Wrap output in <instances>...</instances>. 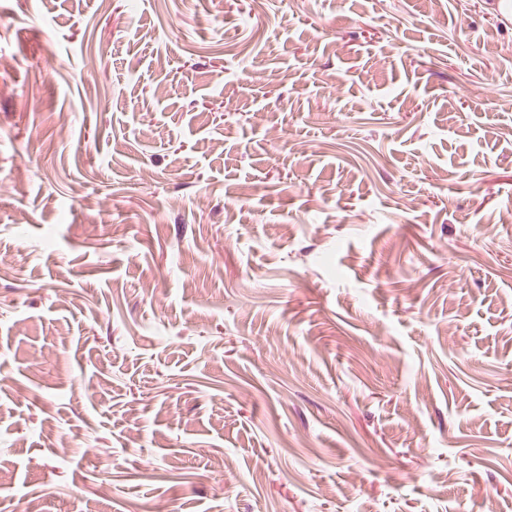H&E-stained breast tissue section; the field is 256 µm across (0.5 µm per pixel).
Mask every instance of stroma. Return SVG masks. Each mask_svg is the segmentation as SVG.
Returning a JSON list of instances; mask_svg holds the SVG:
<instances>
[{"label": "stroma", "instance_id": "obj_1", "mask_svg": "<svg viewBox=\"0 0 512 512\" xmlns=\"http://www.w3.org/2000/svg\"><path fill=\"white\" fill-rule=\"evenodd\" d=\"M498 3L0 0V512H512Z\"/></svg>", "mask_w": 512, "mask_h": 512}]
</instances>
